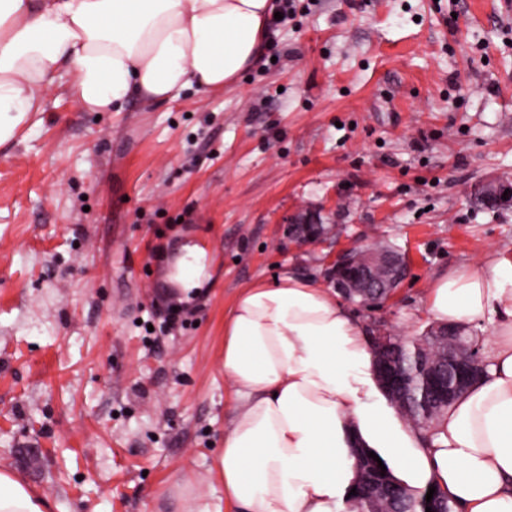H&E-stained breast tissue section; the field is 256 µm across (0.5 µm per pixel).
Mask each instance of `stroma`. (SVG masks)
<instances>
[{
	"instance_id": "stroma-1",
	"label": "stroma",
	"mask_w": 512,
	"mask_h": 512,
	"mask_svg": "<svg viewBox=\"0 0 512 512\" xmlns=\"http://www.w3.org/2000/svg\"><path fill=\"white\" fill-rule=\"evenodd\" d=\"M224 92L96 114L46 96L0 148V465L53 512H232L212 471L231 404L224 312L360 243L406 258L368 336L431 324V279L512 252V0H294ZM331 233L302 242L288 220ZM198 237L209 296L169 321L156 251Z\"/></svg>"
}]
</instances>
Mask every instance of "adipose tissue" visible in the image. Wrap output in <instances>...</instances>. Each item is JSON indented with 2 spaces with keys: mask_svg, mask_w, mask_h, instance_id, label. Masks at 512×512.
<instances>
[{
  "mask_svg": "<svg viewBox=\"0 0 512 512\" xmlns=\"http://www.w3.org/2000/svg\"><path fill=\"white\" fill-rule=\"evenodd\" d=\"M281 0H0V146L37 123L63 88L88 112L223 90L257 65ZM164 301L193 308L212 277L198 239L159 253ZM428 315L490 329L485 374L418 431L375 377L365 332L335 291L284 274L235 298L221 368L231 416L214 469L235 512H355L353 449L386 461L410 491L436 488L453 512H512V254L433 277ZM0 512H51L0 466Z\"/></svg>",
  "mask_w": 512,
  "mask_h": 512,
  "instance_id": "ef3b65f1",
  "label": "adipose tissue"
}]
</instances>
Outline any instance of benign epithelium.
I'll list each match as a JSON object with an SVG mask.
<instances>
[{
    "instance_id": "1",
    "label": "benign epithelium",
    "mask_w": 512,
    "mask_h": 512,
    "mask_svg": "<svg viewBox=\"0 0 512 512\" xmlns=\"http://www.w3.org/2000/svg\"><path fill=\"white\" fill-rule=\"evenodd\" d=\"M290 234L301 239L321 238L327 233L324 225L313 221H299L290 224ZM405 266L396 261L392 255L365 245H356L342 253L332 262L328 272V281L347 300H353V285L361 283L364 297H375L380 301L386 298L402 281ZM409 340L399 338L394 342L384 336L372 337L376 374L380 387L394 396L407 394L413 386V378L402 371L398 356L389 359L382 354L395 350H407ZM447 367L454 373L453 382L442 378L437 371L423 368L419 376L422 389L429 390L430 398L436 405L448 403L459 392L467 388L480 377L478 361L471 355H464L456 350L448 351ZM394 481L389 474H384L377 482L366 485L365 500L368 512H377L378 502L391 497Z\"/></svg>"
}]
</instances>
